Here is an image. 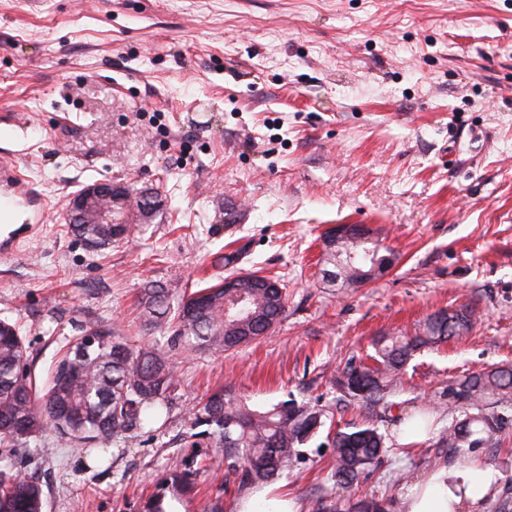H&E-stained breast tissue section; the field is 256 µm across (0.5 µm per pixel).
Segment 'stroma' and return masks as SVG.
Wrapping results in <instances>:
<instances>
[{
    "mask_svg": "<svg viewBox=\"0 0 512 512\" xmlns=\"http://www.w3.org/2000/svg\"><path fill=\"white\" fill-rule=\"evenodd\" d=\"M0 154L53 208L36 237L0 255V319L16 324L45 385L67 339L107 326L150 343L179 381L170 408L90 454L54 431L0 446V468L35 477L43 512H237L240 491L185 437L197 403L224 388L255 409L325 410V425L270 487L302 505L342 496L327 433L361 420L335 379L375 338L442 309L472 330L417 354L379 430L380 464L353 491L401 512L407 490L459 454L450 388L512 367V0H0ZM95 181L158 193L130 237L94 252L61 217ZM361 224L396 255L360 288L323 278L322 236ZM279 275L274 333L233 352L172 346L143 327L144 289L177 303L232 273ZM429 412L408 446L398 416ZM503 444L468 458L492 470L483 512L512 502V405ZM191 471L181 488L175 474Z\"/></svg>",
    "mask_w": 512,
    "mask_h": 512,
    "instance_id": "stroma-1",
    "label": "stroma"
}]
</instances>
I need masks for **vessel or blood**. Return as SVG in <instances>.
<instances>
[{
  "mask_svg": "<svg viewBox=\"0 0 512 512\" xmlns=\"http://www.w3.org/2000/svg\"><path fill=\"white\" fill-rule=\"evenodd\" d=\"M45 221V203L38 197L30 179L10 158L0 157V223L27 224L36 232Z\"/></svg>",
  "mask_w": 512,
  "mask_h": 512,
  "instance_id": "vessel-or-blood-1",
  "label": "vessel or blood"
}]
</instances>
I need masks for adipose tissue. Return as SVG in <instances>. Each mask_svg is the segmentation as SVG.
<instances>
[{
  "instance_id": "ef3b65f1",
  "label": "adipose tissue",
  "mask_w": 512,
  "mask_h": 512,
  "mask_svg": "<svg viewBox=\"0 0 512 512\" xmlns=\"http://www.w3.org/2000/svg\"><path fill=\"white\" fill-rule=\"evenodd\" d=\"M492 479L474 460L435 467L404 495L402 512H476Z\"/></svg>"
}]
</instances>
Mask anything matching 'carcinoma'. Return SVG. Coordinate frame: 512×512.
<instances>
[{
	"label": "carcinoma",
	"mask_w": 512,
	"mask_h": 512,
	"mask_svg": "<svg viewBox=\"0 0 512 512\" xmlns=\"http://www.w3.org/2000/svg\"><path fill=\"white\" fill-rule=\"evenodd\" d=\"M71 231L93 251L108 246L113 227L74 222ZM381 247L351 238L324 248L323 262L333 266L329 282L357 288L370 272L391 263ZM262 287L246 288L244 313L224 314V289L213 285L182 298L171 308L165 291L153 288L142 302L144 326L160 330L174 325L172 341L191 351L236 350L272 333L285 312L286 294L280 279L266 276ZM474 312L441 310L419 321L413 333L385 335L375 341L372 362L347 363L336 378L340 400L371 412L387 405L405 367L426 348L467 333ZM178 381L175 368L150 345L133 346L111 331L89 328L69 339L45 388L27 370L26 348L15 325L0 320V444L25 447L51 428L80 448L121 439L141 422V414L165 405ZM452 401L465 407V417L453 421L440 440L459 452L499 442L503 419L486 413L487 406L512 399V368L472 374L451 388ZM325 410L285 401L269 409H252L220 390L209 395L193 413L196 437L220 449L216 465L238 488L269 483L288 468L297 448L323 426ZM334 449L332 473L336 484L350 488L383 455L384 436L373 423H349L328 438ZM311 512H385L369 497H342L329 502L318 497ZM42 488L10 469L0 470V512H42Z\"/></svg>",
	"instance_id": "obj_1"
}]
</instances>
